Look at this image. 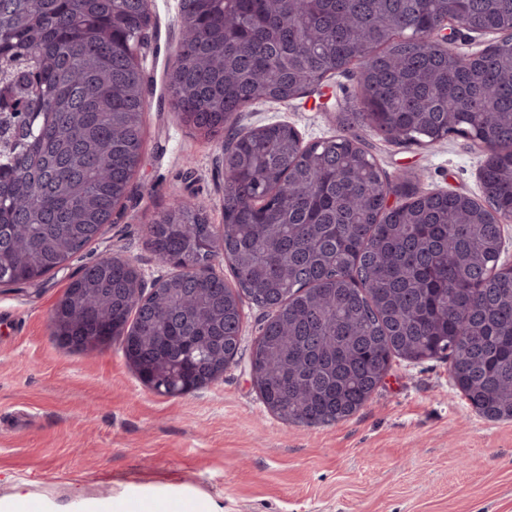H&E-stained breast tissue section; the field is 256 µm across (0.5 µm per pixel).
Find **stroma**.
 Segmentation results:
<instances>
[{
  "instance_id": "1",
  "label": "stroma",
  "mask_w": 512,
  "mask_h": 512,
  "mask_svg": "<svg viewBox=\"0 0 512 512\" xmlns=\"http://www.w3.org/2000/svg\"><path fill=\"white\" fill-rule=\"evenodd\" d=\"M152 49L142 161L114 223L86 250L120 256L146 278L172 273L149 247V226L182 197L224 221L222 139H204L172 108L166 74L180 37L178 0H151ZM358 96L335 74L288 101L244 108L235 127L294 126L304 141L333 137ZM392 183L481 199L484 155L455 137L408 147L366 135ZM81 259L35 285L0 287V500L47 501L85 512L130 489L174 502L193 491L214 512H512V420L478 415L450 363L393 359L377 391L349 419L287 425L263 404L248 359L266 316L243 301L240 354L201 389L160 395L119 344L76 352L52 338L51 313Z\"/></svg>"
}]
</instances>
